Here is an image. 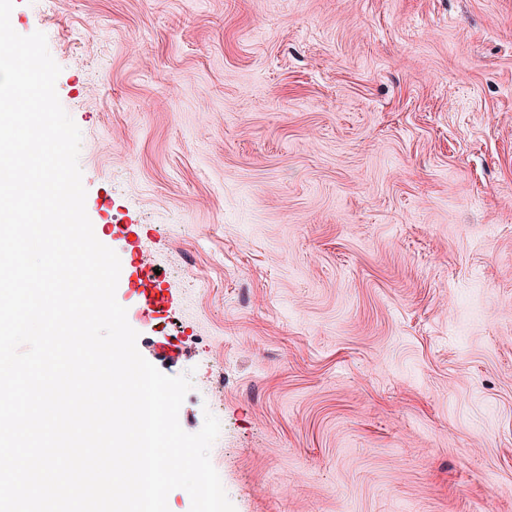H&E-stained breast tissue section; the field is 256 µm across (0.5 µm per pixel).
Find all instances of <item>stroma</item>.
<instances>
[{
	"label": "stroma",
	"instance_id": "35a3bbf8",
	"mask_svg": "<svg viewBox=\"0 0 512 512\" xmlns=\"http://www.w3.org/2000/svg\"><path fill=\"white\" fill-rule=\"evenodd\" d=\"M141 355L235 512H512V0H17ZM165 279L145 312L135 264Z\"/></svg>",
	"mask_w": 512,
	"mask_h": 512
}]
</instances>
